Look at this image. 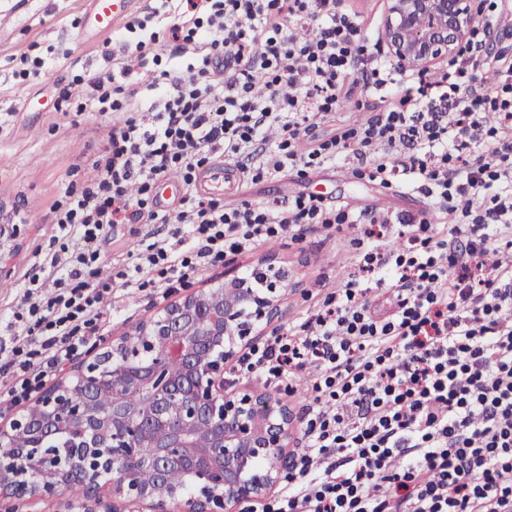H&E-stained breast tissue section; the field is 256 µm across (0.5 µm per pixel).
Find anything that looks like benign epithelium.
Instances as JSON below:
<instances>
[{"label": "benign epithelium", "mask_w": 512, "mask_h": 512, "mask_svg": "<svg viewBox=\"0 0 512 512\" xmlns=\"http://www.w3.org/2000/svg\"><path fill=\"white\" fill-rule=\"evenodd\" d=\"M480 22V0H385L378 43L403 70H442L471 45ZM24 223L22 200L0 202V278L10 275ZM269 270L274 280L266 288L234 278L169 303L135 328L136 345L112 346L76 380L49 390L46 412L0 430V487L34 498L75 482L87 486L69 512H141L144 503L151 512H240L242 504L265 499L288 468L294 415L286 405L262 413L258 397L228 391L224 365L239 345L254 342L261 323L279 317L275 279L282 274ZM170 361L178 372L158 388L157 371ZM132 376L142 391L136 403L125 396ZM76 429L81 452L69 464L31 453L37 443ZM129 430L150 448L132 460L153 480L141 483L130 469L113 474L112 508L100 511V480Z\"/></svg>", "instance_id": "7a95c632"}]
</instances>
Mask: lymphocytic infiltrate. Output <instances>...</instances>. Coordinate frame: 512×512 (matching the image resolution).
<instances>
[{
  "instance_id": "1",
  "label": "lymphocytic infiltrate",
  "mask_w": 512,
  "mask_h": 512,
  "mask_svg": "<svg viewBox=\"0 0 512 512\" xmlns=\"http://www.w3.org/2000/svg\"><path fill=\"white\" fill-rule=\"evenodd\" d=\"M483 11L468 54L433 80L379 58L341 0H148L104 41L107 70L74 90L79 111L115 120L93 177L53 209L67 244L24 284L27 335L55 330L46 369L103 335L113 288L167 294L225 254L312 224H360V277L238 361L311 382L305 445L264 512H512V63L484 57L500 0ZM350 105L362 122L310 139ZM219 160L254 183L343 161L422 194L440 221L355 214L312 192L226 204L197 189ZM172 176L184 193L158 210ZM117 224L170 230L141 243L112 285L94 267ZM380 288L385 314L371 300Z\"/></svg>"
}]
</instances>
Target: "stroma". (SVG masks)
Masks as SVG:
<instances>
[{"label":"stroma","mask_w":512,"mask_h":512,"mask_svg":"<svg viewBox=\"0 0 512 512\" xmlns=\"http://www.w3.org/2000/svg\"><path fill=\"white\" fill-rule=\"evenodd\" d=\"M13 3L0 0V199L24 196L27 222L17 240L11 276L0 280V319L12 317L28 275L39 267L47 252L61 245L57 227L51 222L52 206L68 188L80 187L89 178V163L103 151L104 137L112 124L111 119L56 104L62 88L76 75L106 66L100 55L104 37L89 21L88 0H35L32 14L26 17L12 14ZM34 57L45 62L41 76L22 79L25 60ZM302 191L321 193L328 204L353 212L375 207L408 217L417 215L427 204L422 194L405 187L387 188L357 178L342 162L304 178L291 170L274 182L246 184L238 180L224 200L261 202ZM156 230L153 224L115 227L103 247L104 257L97 267L99 280H110L124 270L132 246L150 240ZM359 236L357 226L351 224L329 230L313 226L303 239H272L251 252L226 256L222 264L195 274L188 289L210 288L271 261L288 274L282 284L281 321L299 324L311 316L327 290L355 271L363 251ZM183 292L175 290L168 298L135 291L106 294L103 306L113 318L101 339L84 347L80 356L27 396L11 394L14 380L0 381V427H9L13 419L40 404L46 390L57 381L75 377L94 356L128 340L137 324L154 317L169 298H180ZM234 388L262 396L272 407L288 405L297 413L310 401L306 383L298 380L270 383L260 375H241Z\"/></svg>","instance_id":"stroma-1"}]
</instances>
